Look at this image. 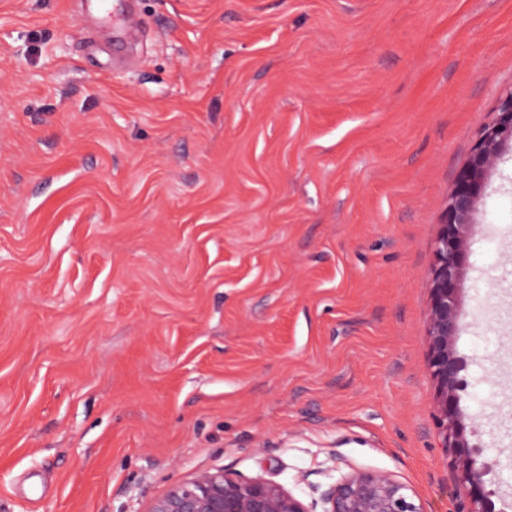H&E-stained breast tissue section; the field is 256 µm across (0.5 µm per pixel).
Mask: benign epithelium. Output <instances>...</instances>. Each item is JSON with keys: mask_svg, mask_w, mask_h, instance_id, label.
Here are the masks:
<instances>
[{"mask_svg": "<svg viewBox=\"0 0 512 512\" xmlns=\"http://www.w3.org/2000/svg\"><path fill=\"white\" fill-rule=\"evenodd\" d=\"M512 146V91L501 98L493 119L479 133L467 165L450 193L433 246V277L427 332L428 370L436 384L434 403L442 447L452 457L456 481L468 488L466 512H492L488 476L502 467L471 445L459 408L465 361L454 348L460 332L459 283L466 260V235L477 224V203L488 174ZM308 503L277 482L244 477L222 468L200 471L155 498L148 512H424L408 488L387 472L340 475L327 489L311 486Z\"/></svg>", "mask_w": 512, "mask_h": 512, "instance_id": "7a95c632", "label": "benign epithelium"}]
</instances>
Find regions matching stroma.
<instances>
[{
  "label": "stroma",
  "mask_w": 512,
  "mask_h": 512,
  "mask_svg": "<svg viewBox=\"0 0 512 512\" xmlns=\"http://www.w3.org/2000/svg\"><path fill=\"white\" fill-rule=\"evenodd\" d=\"M0 0V512L223 468L424 512L432 248L512 91V0ZM461 282L470 442L512 460V150Z\"/></svg>",
  "instance_id": "obj_1"
}]
</instances>
